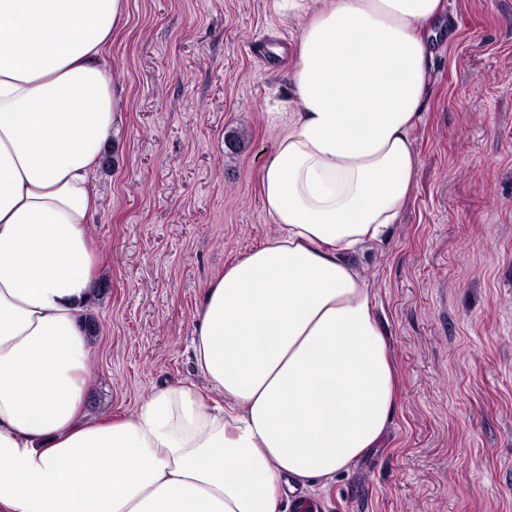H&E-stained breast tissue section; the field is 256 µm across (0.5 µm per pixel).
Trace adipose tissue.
<instances>
[{"mask_svg":"<svg viewBox=\"0 0 512 512\" xmlns=\"http://www.w3.org/2000/svg\"><path fill=\"white\" fill-rule=\"evenodd\" d=\"M127 0H0V512H279L380 447L397 370L348 251L388 236L445 0H272L302 20L293 108L263 166L277 233L197 310L209 392L160 385L90 419L93 178L112 137L104 61Z\"/></svg>","mask_w":512,"mask_h":512,"instance_id":"ef3b65f1","label":"adipose tissue"}]
</instances>
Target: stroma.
<instances>
[{"instance_id": "35a3bbf8", "label": "stroma", "mask_w": 512, "mask_h": 512, "mask_svg": "<svg viewBox=\"0 0 512 512\" xmlns=\"http://www.w3.org/2000/svg\"><path fill=\"white\" fill-rule=\"evenodd\" d=\"M105 56L118 120L95 175L92 419L191 361L210 281L276 232L260 175L291 107L302 23L270 0H127ZM399 224L352 262L402 398L318 512H512V0H448Z\"/></svg>"}]
</instances>
